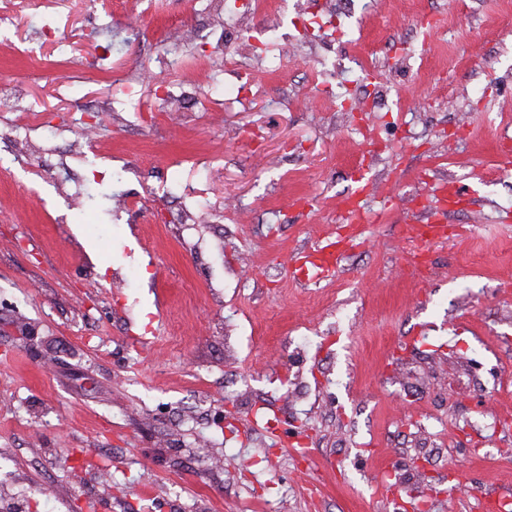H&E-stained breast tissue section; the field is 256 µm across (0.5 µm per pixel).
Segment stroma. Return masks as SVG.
<instances>
[{
    "label": "stroma",
    "mask_w": 512,
    "mask_h": 512,
    "mask_svg": "<svg viewBox=\"0 0 512 512\" xmlns=\"http://www.w3.org/2000/svg\"><path fill=\"white\" fill-rule=\"evenodd\" d=\"M351 2L239 35L197 0H0L1 505L512 500V0ZM361 174L379 222L296 282L287 256L338 240ZM444 182L454 233L420 275L403 227Z\"/></svg>",
    "instance_id": "1"
}]
</instances>
